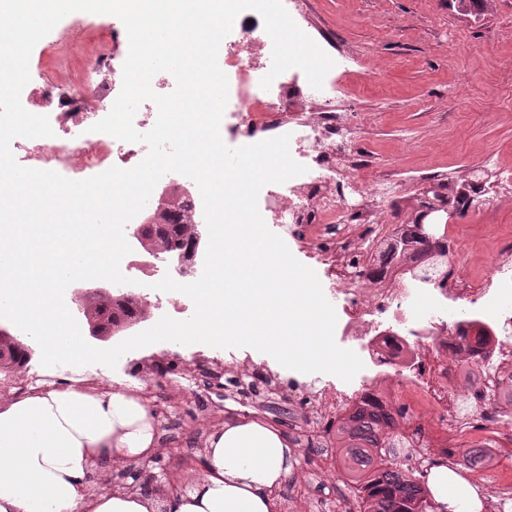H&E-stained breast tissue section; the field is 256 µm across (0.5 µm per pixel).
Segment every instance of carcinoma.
<instances>
[{"label":"carcinoma","instance_id":"carcinoma-1","mask_svg":"<svg viewBox=\"0 0 512 512\" xmlns=\"http://www.w3.org/2000/svg\"><path fill=\"white\" fill-rule=\"evenodd\" d=\"M420 225L407 224L396 244L399 261L412 262L429 254L448 252L447 235H435V242H427L419 232ZM141 248L164 254L191 252L201 246L186 223V215L179 198L171 197L164 206L149 217L142 235ZM144 315L141 303L134 298L119 299L105 293L86 296L80 305L79 316L87 325L106 335L125 331ZM28 359L26 346L12 332L0 334V364L10 370L24 366ZM379 398L375 393L359 397L351 414L336 425V441L348 448L352 462L359 467L357 487L361 503L359 512H437L434 500L425 482L389 466L385 451L391 444L385 442L387 429L392 427L390 417L379 412Z\"/></svg>","mask_w":512,"mask_h":512}]
</instances>
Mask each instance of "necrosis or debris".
<instances>
[{"label":"necrosis or debris","instance_id":"1","mask_svg":"<svg viewBox=\"0 0 512 512\" xmlns=\"http://www.w3.org/2000/svg\"><path fill=\"white\" fill-rule=\"evenodd\" d=\"M96 66L65 81L48 61L69 44V29L59 30L41 49L34 81L25 87L27 103L48 116L52 136L17 138L12 148L24 150L30 168L63 172L73 180L108 170L130 169L146 156L142 143L118 140L94 131L110 112L122 85V71L113 63L112 41L87 29ZM272 41L262 23L240 25L225 41L218 59L228 78V102L221 122L225 137L257 141L289 135L291 157L306 173L280 188L267 189L259 211L268 224H302L309 236L336 241L337 258L326 261L329 284L337 285L335 337L357 351L364 368L352 387H312L308 412L322 418L347 416L362 393L373 391L396 414L406 415L393 439L389 459L413 465L428 460L432 449L448 456L464 448L491 456L473 468L489 490L512 485V468L494 464V457L512 446V254L495 253L485 273L470 275L458 252L437 257L417 278L393 266L386 286L351 271L356 252L378 258L392 241L400 212L401 187L377 176L372 153L356 145L355 131L339 97L340 79L348 74L353 52L337 48L322 89L310 86L305 74L290 69L270 88L267 74ZM178 189L192 224L205 222L196 183L178 174L164 175L151 199L164 205ZM173 270L181 284L195 282V257L132 250L121 270H140L138 283L113 285L116 294L140 296L149 310L162 308V298L149 292L161 268ZM485 327L489 342L478 351L460 339L467 324Z\"/></svg>","mask_w":512,"mask_h":512}]
</instances>
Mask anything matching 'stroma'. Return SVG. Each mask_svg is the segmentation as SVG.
Listing matches in <instances>:
<instances>
[{"label":"stroma","mask_w":512,"mask_h":512,"mask_svg":"<svg viewBox=\"0 0 512 512\" xmlns=\"http://www.w3.org/2000/svg\"><path fill=\"white\" fill-rule=\"evenodd\" d=\"M315 27L356 50L343 81L362 144L373 150L379 175L405 188L412 210L430 176L457 185L495 159L505 181L501 199L455 216L448 238L463 248L472 273L490 261L492 247L512 245V0H493L478 16L459 15L448 0H306ZM249 360L251 382L226 368ZM104 383L123 390L143 385L160 414L161 452L144 475H176L187 489L190 463L206 429L244 417V402L263 396L258 419L276 426L298 450L295 471L272 495L273 512H319L325 491L311 479L314 462L336 424H321L310 441L298 429L304 387L339 384V377L301 373L252 348L159 342L124 354L116 368L86 364Z\"/></svg>","instance_id":"stroma-1"}]
</instances>
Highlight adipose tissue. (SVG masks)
<instances>
[{"mask_svg":"<svg viewBox=\"0 0 512 512\" xmlns=\"http://www.w3.org/2000/svg\"><path fill=\"white\" fill-rule=\"evenodd\" d=\"M90 234L108 237L101 224L0 225V243L16 250L14 266L0 276V300L36 338L42 359L62 367L112 358L87 351L76 337L59 342L68 312L53 270L67 255L83 253ZM159 425L139 385L115 390L62 374L0 396V512H272L274 488L297 466L296 448L275 427L229 420L207 430L191 489L171 486L161 495L138 485L94 488L93 473L153 460ZM428 487L442 512L484 508L480 492L447 466L431 469Z\"/></svg>","mask_w":512,"mask_h":512,"instance_id":"obj_1","label":"adipose tissue"}]
</instances>
